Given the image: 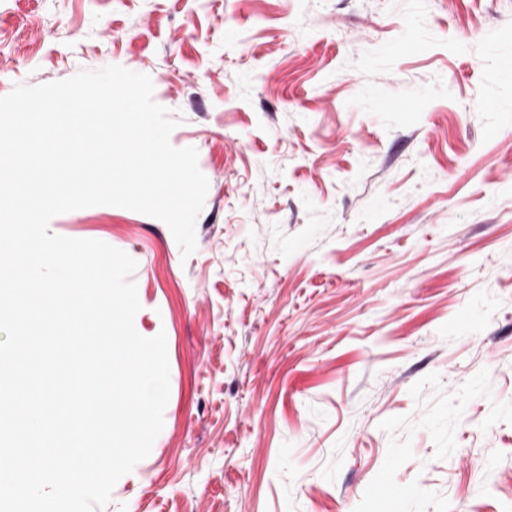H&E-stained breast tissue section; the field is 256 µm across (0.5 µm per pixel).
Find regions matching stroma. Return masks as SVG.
<instances>
[{
  "instance_id": "35a3bbf8",
  "label": "stroma",
  "mask_w": 512,
  "mask_h": 512,
  "mask_svg": "<svg viewBox=\"0 0 512 512\" xmlns=\"http://www.w3.org/2000/svg\"><path fill=\"white\" fill-rule=\"evenodd\" d=\"M108 65L209 189L186 259L129 209L49 224L135 259L167 339L102 512H512V0H0V97Z\"/></svg>"
}]
</instances>
